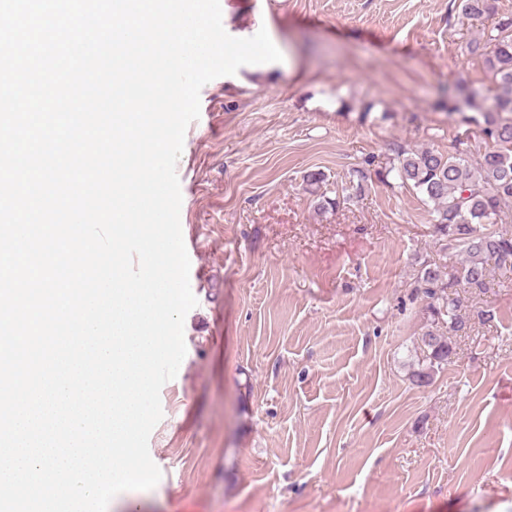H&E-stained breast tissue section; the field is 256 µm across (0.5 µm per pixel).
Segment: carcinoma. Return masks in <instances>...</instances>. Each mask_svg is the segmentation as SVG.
I'll use <instances>...</instances> for the list:
<instances>
[{
    "label": "carcinoma",
    "instance_id": "carcinoma-1",
    "mask_svg": "<svg viewBox=\"0 0 512 512\" xmlns=\"http://www.w3.org/2000/svg\"><path fill=\"white\" fill-rule=\"evenodd\" d=\"M460 6L466 18L495 15L489 0H460ZM467 49L483 58L496 90L495 107L478 109L479 119L467 115L465 108L476 107L474 95L456 84L440 90L436 108L480 124L492 148L475 161L468 148L454 153L401 148L384 172L395 173L400 184L412 186L432 203L431 224L442 250L461 257L446 272L425 265L417 274L415 291L429 300L432 316V327L422 336L428 370L412 375L418 386L429 385L430 369L451 359L450 337L471 331L460 314L459 291L484 294L495 285L496 273L512 270V216L504 211L512 202V16H500L492 33L470 41Z\"/></svg>",
    "mask_w": 512,
    "mask_h": 512
}]
</instances>
